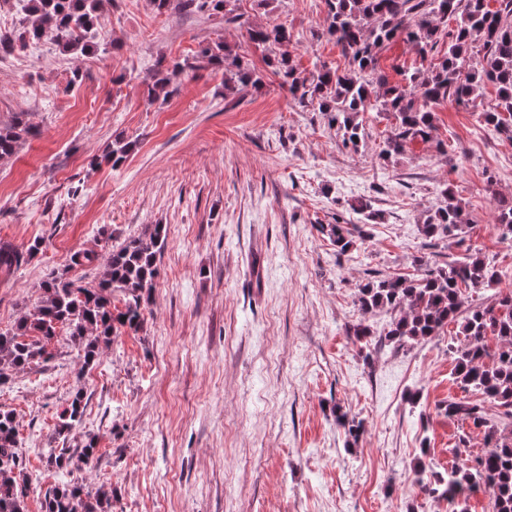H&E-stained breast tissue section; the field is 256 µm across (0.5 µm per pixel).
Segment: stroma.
Masks as SVG:
<instances>
[{
  "mask_svg": "<svg viewBox=\"0 0 512 512\" xmlns=\"http://www.w3.org/2000/svg\"><path fill=\"white\" fill-rule=\"evenodd\" d=\"M240 7L288 26L300 69L345 66L334 42L312 37L323 0ZM219 37L263 67L245 29L215 15L159 16L146 0H109L86 54L48 45L0 56V122L22 112L38 130L0 160V238L42 242L0 280V330L40 301L43 281L74 251L108 256L150 224L168 233L142 331L112 337L89 365L58 336L49 362L0 385V408L18 425L27 510L42 512L49 489L78 480L112 489L113 512H448L423 485L447 475L460 436L468 454L486 450L483 432L444 411L465 396L452 377L457 327L389 342L391 313L362 311L357 289L475 252L512 289V242L493 202L512 198V139L481 119L495 89L485 86L473 108L442 103L432 142L390 157L379 154L385 115L364 113L354 150L271 82L230 93L223 72L206 68L150 99L144 77L159 57ZM118 139L137 146L115 168L102 155ZM445 185L468 219L459 242L421 232ZM364 203L375 221L356 213ZM335 222L356 239L349 253L318 231ZM359 323L374 332L370 349L352 334ZM78 392L82 422L59 436L58 416ZM354 420L363 424L355 441ZM90 436L88 467L80 450Z\"/></svg>",
  "mask_w": 512,
  "mask_h": 512,
  "instance_id": "obj_1",
  "label": "stroma"
}]
</instances>
